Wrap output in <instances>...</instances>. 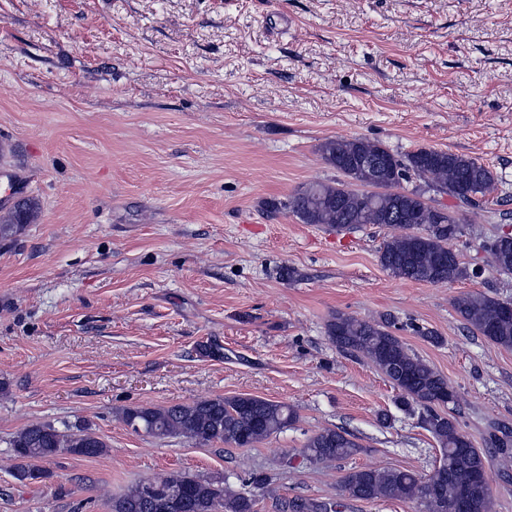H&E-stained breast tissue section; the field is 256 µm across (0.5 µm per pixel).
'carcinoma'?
Listing matches in <instances>:
<instances>
[{
	"mask_svg": "<svg viewBox=\"0 0 512 512\" xmlns=\"http://www.w3.org/2000/svg\"><path fill=\"white\" fill-rule=\"evenodd\" d=\"M324 160L354 183L364 185L355 162L373 157L383 169L369 190L360 191L345 182H314L301 187L283 207L304 224L347 230L378 224L404 230L385 240L379 250L381 267L392 276L434 285L452 283L464 275L460 255H448V241L461 234L459 218L447 212L446 223H435V214L424 193L403 184L414 180L439 194L477 205L498 193L499 180L479 161L449 151L419 148L404 156L392 153L380 142L363 138L329 139L321 147ZM37 212V203H18L0 224V240L19 235ZM493 266L512 272V239L498 236L490 246ZM455 311L477 333L507 350L512 349V312L507 303L484 295H464L453 302ZM388 319L366 321L337 313L327 325L328 335L342 351L359 355L373 364L398 390V403L422 409L423 427L438 441L442 457L433 482L409 470L357 469L341 481L342 496L357 501L400 500L418 502L422 512H458L465 495L469 512L491 508L488 483L478 481L486 473L487 459L460 432L445 408L457 402L448 380L396 336ZM119 419L133 431L155 439L182 436L201 444L223 442L238 448L254 444L287 429L297 419L293 407L256 396L215 397L165 407L126 408ZM489 443L504 462L512 460V431H494ZM16 463L14 476L21 482L49 476L41 462L62 452L99 456L106 443L82 425L60 430L50 423H34L9 440ZM363 446L347 431L325 427L309 437L304 448L316 464L348 459ZM112 512H254L255 499L231 491L221 478L200 479L172 475L142 481L111 501ZM282 512H336L330 502L284 500Z\"/></svg>",
	"mask_w": 512,
	"mask_h": 512,
	"instance_id": "carcinoma-1",
	"label": "carcinoma"
}]
</instances>
